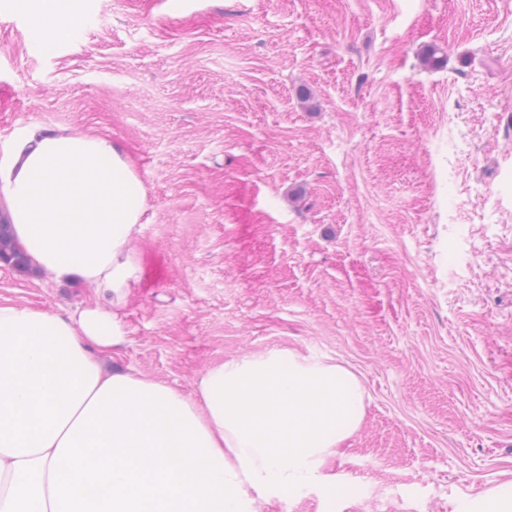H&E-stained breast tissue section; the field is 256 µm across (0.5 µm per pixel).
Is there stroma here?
<instances>
[{"label": "stroma", "instance_id": "1", "mask_svg": "<svg viewBox=\"0 0 512 512\" xmlns=\"http://www.w3.org/2000/svg\"><path fill=\"white\" fill-rule=\"evenodd\" d=\"M52 53L0 0V159L108 140L147 192L114 359L193 392L273 347L365 410L328 474L259 512H475L512 496V0H66ZM438 66L424 67L428 49ZM91 287L0 265V304Z\"/></svg>", "mask_w": 512, "mask_h": 512}]
</instances>
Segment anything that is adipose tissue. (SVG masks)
<instances>
[{
  "label": "adipose tissue",
  "mask_w": 512,
  "mask_h": 512,
  "mask_svg": "<svg viewBox=\"0 0 512 512\" xmlns=\"http://www.w3.org/2000/svg\"><path fill=\"white\" fill-rule=\"evenodd\" d=\"M87 17L38 0L45 52ZM146 191L109 141L31 131L0 161V204L33 270L109 295L60 314L0 305V512H258L318 488L359 424L345 367L272 348L210 366L191 394L110 367L142 273Z\"/></svg>",
  "instance_id": "ef3b65f1"
}]
</instances>
